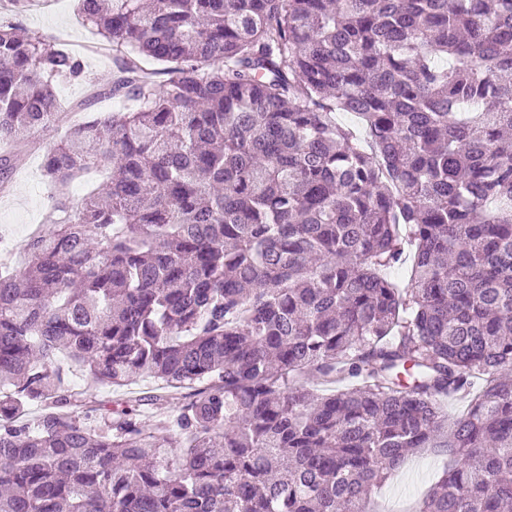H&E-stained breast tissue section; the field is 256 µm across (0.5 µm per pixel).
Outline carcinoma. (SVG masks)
<instances>
[{
    "label": "carcinoma",
    "instance_id": "carcinoma-1",
    "mask_svg": "<svg viewBox=\"0 0 512 512\" xmlns=\"http://www.w3.org/2000/svg\"><path fill=\"white\" fill-rule=\"evenodd\" d=\"M81 11L126 102L90 120L57 98L82 61L0 24V140L66 125L68 213L0 272V512H366L423 448L451 460L419 512H512V0ZM64 360L153 405L204 387L91 424Z\"/></svg>",
    "mask_w": 512,
    "mask_h": 512
}]
</instances>
